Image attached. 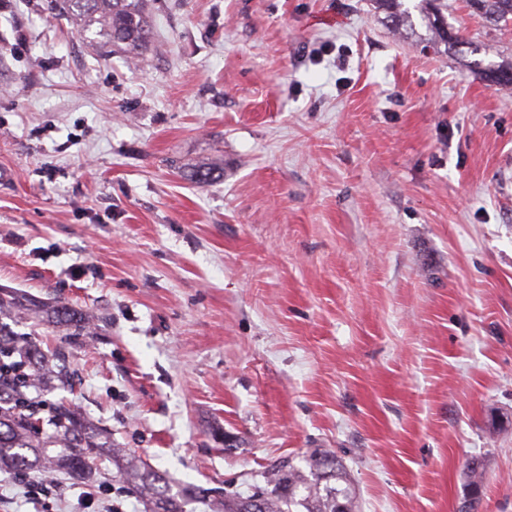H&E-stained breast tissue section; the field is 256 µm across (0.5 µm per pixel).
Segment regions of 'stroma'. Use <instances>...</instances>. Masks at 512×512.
Returning <instances> with one entry per match:
<instances>
[{"instance_id": "1", "label": "stroma", "mask_w": 512, "mask_h": 512, "mask_svg": "<svg viewBox=\"0 0 512 512\" xmlns=\"http://www.w3.org/2000/svg\"><path fill=\"white\" fill-rule=\"evenodd\" d=\"M43 3L0 0V286L100 325L42 336L49 400L176 487L329 451L357 512H512V91L372 0H149L140 65ZM56 479L1 466L0 512H143L108 459Z\"/></svg>"}]
</instances>
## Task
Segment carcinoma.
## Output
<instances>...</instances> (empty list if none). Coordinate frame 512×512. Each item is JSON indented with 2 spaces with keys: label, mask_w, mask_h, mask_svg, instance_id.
<instances>
[{
  "label": "carcinoma",
  "mask_w": 512,
  "mask_h": 512,
  "mask_svg": "<svg viewBox=\"0 0 512 512\" xmlns=\"http://www.w3.org/2000/svg\"><path fill=\"white\" fill-rule=\"evenodd\" d=\"M147 0H46V11L63 14L85 39L102 48H118L129 59L140 60L152 51ZM381 22L402 38L466 62L490 86H512V60L488 63L467 60L473 42L448 24V0H374ZM469 11L488 27L512 22V0H466ZM88 312L62 301H45L0 287V464L25 472L62 469L81 481L90 460H112L117 474L137 488L148 503L147 512H187L189 502L205 498L191 484L173 489L166 476L145 466L120 448L95 423L64 402L49 405L57 431L43 435L36 423L39 410L31 407L26 376L14 371L28 366L38 389L68 387V366L43 351L38 329L69 330L90 327ZM31 323L27 336L11 324ZM266 487L248 495L224 493V500L209 503V512H248L247 501L262 499L261 512H355L354 493L344 467L330 452H314L305 467L281 465L265 477Z\"/></svg>",
  "instance_id": "cac0c4a2"
}]
</instances>
